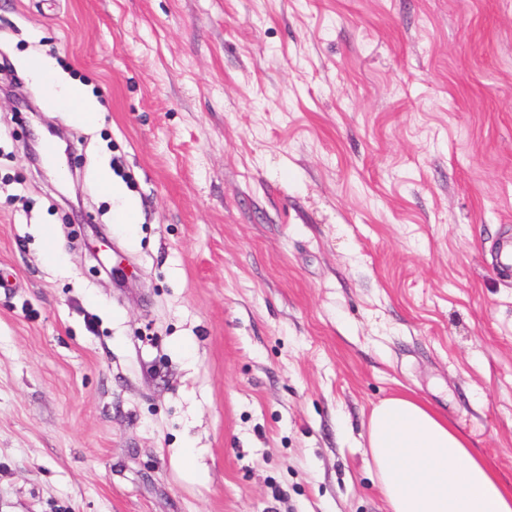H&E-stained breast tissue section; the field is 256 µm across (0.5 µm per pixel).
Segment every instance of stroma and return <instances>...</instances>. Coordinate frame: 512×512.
<instances>
[{"instance_id": "1", "label": "stroma", "mask_w": 512, "mask_h": 512, "mask_svg": "<svg viewBox=\"0 0 512 512\" xmlns=\"http://www.w3.org/2000/svg\"><path fill=\"white\" fill-rule=\"evenodd\" d=\"M34 53L103 118L67 188L0 98V512H388L397 394L512 485V0H0Z\"/></svg>"}]
</instances>
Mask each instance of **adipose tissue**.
I'll return each instance as SVG.
<instances>
[{
    "label": "adipose tissue",
    "mask_w": 512,
    "mask_h": 512,
    "mask_svg": "<svg viewBox=\"0 0 512 512\" xmlns=\"http://www.w3.org/2000/svg\"><path fill=\"white\" fill-rule=\"evenodd\" d=\"M24 67L52 107L97 127L101 114L80 85L63 83L52 61L29 56ZM368 446L391 512H512L503 485L446 417L401 395L377 404L368 421Z\"/></svg>",
    "instance_id": "adipose-tissue-1"
}]
</instances>
